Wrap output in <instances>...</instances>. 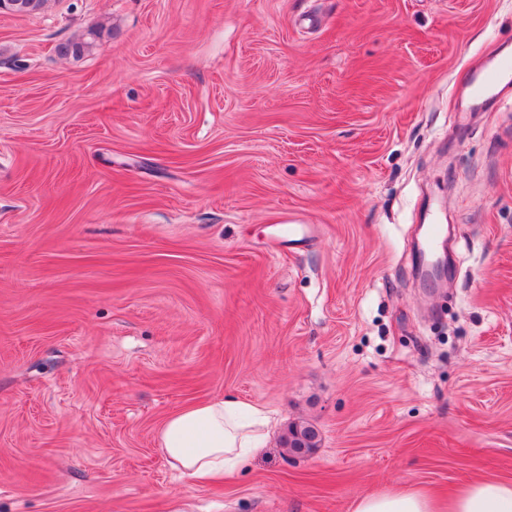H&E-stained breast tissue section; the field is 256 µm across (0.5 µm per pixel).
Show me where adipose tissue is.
<instances>
[{
    "instance_id": "1",
    "label": "adipose tissue",
    "mask_w": 512,
    "mask_h": 512,
    "mask_svg": "<svg viewBox=\"0 0 512 512\" xmlns=\"http://www.w3.org/2000/svg\"><path fill=\"white\" fill-rule=\"evenodd\" d=\"M266 424L263 407L226 396L168 417L158 443L182 476L203 485L241 468L263 449ZM352 512H512V483L479 479L446 500L396 487L358 499Z\"/></svg>"
}]
</instances>
